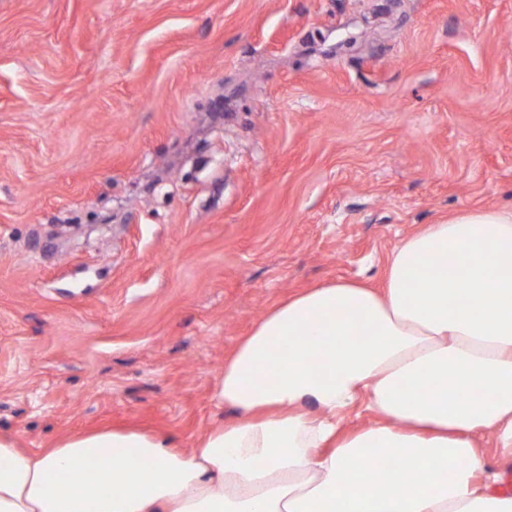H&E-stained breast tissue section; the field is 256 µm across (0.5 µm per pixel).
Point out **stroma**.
I'll return each instance as SVG.
<instances>
[{
    "label": "stroma",
    "instance_id": "obj_1",
    "mask_svg": "<svg viewBox=\"0 0 512 512\" xmlns=\"http://www.w3.org/2000/svg\"><path fill=\"white\" fill-rule=\"evenodd\" d=\"M512 208V0H0V434L182 451L279 300Z\"/></svg>",
    "mask_w": 512,
    "mask_h": 512
}]
</instances>
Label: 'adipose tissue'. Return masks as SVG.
Masks as SVG:
<instances>
[{"mask_svg":"<svg viewBox=\"0 0 512 512\" xmlns=\"http://www.w3.org/2000/svg\"><path fill=\"white\" fill-rule=\"evenodd\" d=\"M213 398L241 419L188 453L130 429L34 452L0 434V512H512L475 439L494 432L512 460V209L425 225L381 289L337 280L279 302ZM358 408L383 424L343 432Z\"/></svg>","mask_w":512,"mask_h":512,"instance_id":"1","label":"adipose tissue"}]
</instances>
